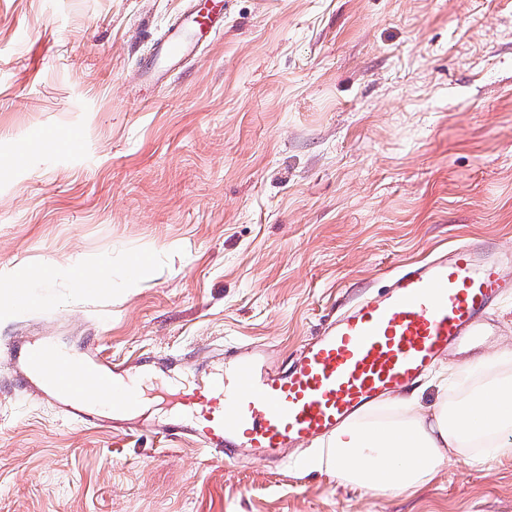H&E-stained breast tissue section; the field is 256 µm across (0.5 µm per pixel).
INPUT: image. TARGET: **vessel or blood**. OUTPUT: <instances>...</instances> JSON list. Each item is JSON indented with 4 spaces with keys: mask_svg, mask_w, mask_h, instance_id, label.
Masks as SVG:
<instances>
[{
    "mask_svg": "<svg viewBox=\"0 0 512 512\" xmlns=\"http://www.w3.org/2000/svg\"><path fill=\"white\" fill-rule=\"evenodd\" d=\"M166 33L153 42L143 75L165 85L184 63L224 31V0H186ZM512 254L489 244L454 245L394 274L388 290L348 307L280 367L265 353L222 349L229 374L196 376L183 395V414L162 424L160 436L195 441L227 463L247 456L285 463L330 436L381 400L423 378L462 341L482 335L499 301L512 293L506 265ZM50 342L0 345L18 392L51 401L86 426L141 431V409L128 374L149 360L100 357L84 342L74 365L49 369Z\"/></svg>",
    "mask_w": 512,
    "mask_h": 512,
    "instance_id": "b4317fda",
    "label": "vessel or blood"
}]
</instances>
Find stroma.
<instances>
[{"mask_svg": "<svg viewBox=\"0 0 512 512\" xmlns=\"http://www.w3.org/2000/svg\"><path fill=\"white\" fill-rule=\"evenodd\" d=\"M182 0H0V343L103 357L292 356L403 265L512 252V0H224L165 87L139 63ZM107 286L93 293L81 271ZM512 336V295L456 378ZM0 512H512V460L413 496L208 460L0 391Z\"/></svg>", "mask_w": 512, "mask_h": 512, "instance_id": "obj_1", "label": "stroma"}]
</instances>
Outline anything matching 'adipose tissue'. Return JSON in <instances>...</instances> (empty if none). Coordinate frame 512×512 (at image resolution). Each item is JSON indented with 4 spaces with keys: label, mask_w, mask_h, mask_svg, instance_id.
Listing matches in <instances>:
<instances>
[{
    "label": "adipose tissue",
    "mask_w": 512,
    "mask_h": 512,
    "mask_svg": "<svg viewBox=\"0 0 512 512\" xmlns=\"http://www.w3.org/2000/svg\"><path fill=\"white\" fill-rule=\"evenodd\" d=\"M512 458V363L495 378L433 407L416 396L386 401L321 443L304 464L334 471L344 485L412 495L445 460Z\"/></svg>",
    "instance_id": "ef3b65f1"
}]
</instances>
